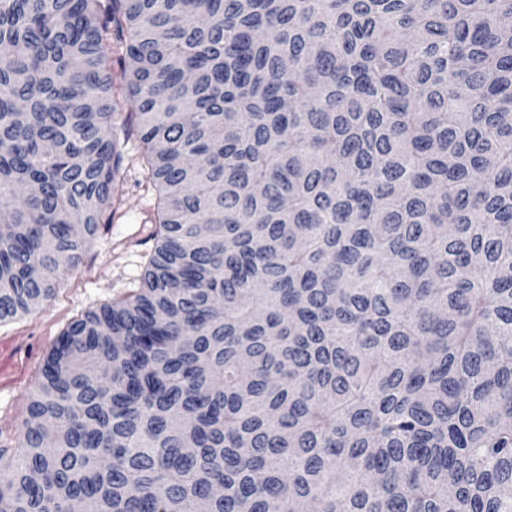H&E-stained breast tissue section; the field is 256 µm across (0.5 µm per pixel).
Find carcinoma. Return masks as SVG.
Segmentation results:
<instances>
[{
  "mask_svg": "<svg viewBox=\"0 0 512 512\" xmlns=\"http://www.w3.org/2000/svg\"><path fill=\"white\" fill-rule=\"evenodd\" d=\"M510 31L512 0H0V323L77 268L132 115L158 191L0 512H512Z\"/></svg>",
  "mask_w": 512,
  "mask_h": 512,
  "instance_id": "cac0c4a2",
  "label": "carcinoma"
}]
</instances>
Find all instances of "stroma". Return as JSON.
Segmentation results:
<instances>
[{
  "instance_id": "1",
  "label": "stroma",
  "mask_w": 512,
  "mask_h": 512,
  "mask_svg": "<svg viewBox=\"0 0 512 512\" xmlns=\"http://www.w3.org/2000/svg\"><path fill=\"white\" fill-rule=\"evenodd\" d=\"M125 162L115 185L107 222L100 224L74 272L62 275L54 295L30 313L0 324V361L15 385L0 388V441L17 437L27 404L46 358L60 334L74 320L102 304L136 290L153 253L154 187L145 179L142 144L130 135Z\"/></svg>"
}]
</instances>
